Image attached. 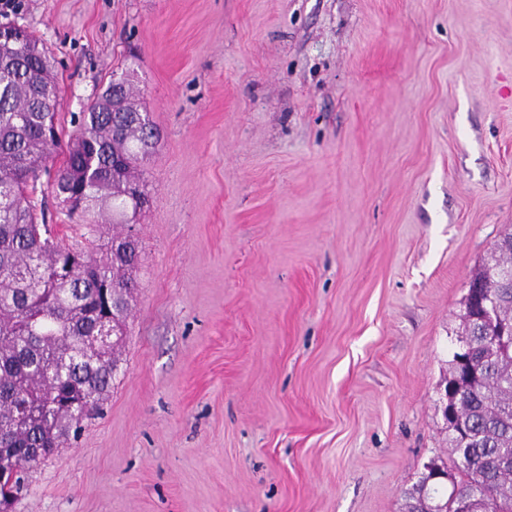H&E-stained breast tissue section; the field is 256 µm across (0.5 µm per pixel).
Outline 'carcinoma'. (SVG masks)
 I'll return each instance as SVG.
<instances>
[{
	"instance_id": "cac0c4a2",
	"label": "carcinoma",
	"mask_w": 512,
	"mask_h": 512,
	"mask_svg": "<svg viewBox=\"0 0 512 512\" xmlns=\"http://www.w3.org/2000/svg\"><path fill=\"white\" fill-rule=\"evenodd\" d=\"M0 448L33 449L17 463L26 473L66 447L112 389L118 349L138 287L139 246L130 233L128 185H149L144 167L161 135L150 113L137 108L131 81L103 95L125 101L130 112H100L91 102L71 115L69 135L57 122L52 70L26 53L0 63ZM64 156L59 187L79 194L84 212L67 214L86 223L91 213L119 224L95 251L62 243L47 223L35 194L48 163ZM499 258L475 275L490 298L489 326H512V288L490 274L512 268V232L497 241ZM460 338L481 348L480 379L468 386L457 408L470 422V440L453 447L452 483L480 497L484 512H512V352L482 349V331L461 314ZM116 327L115 343L103 348L93 336Z\"/></svg>"
}]
</instances>
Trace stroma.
<instances>
[{
	"label": "stroma",
	"instance_id": "stroma-1",
	"mask_svg": "<svg viewBox=\"0 0 512 512\" xmlns=\"http://www.w3.org/2000/svg\"><path fill=\"white\" fill-rule=\"evenodd\" d=\"M61 121L162 133L119 370L14 512H405L512 228V0H20Z\"/></svg>",
	"mask_w": 512,
	"mask_h": 512
}]
</instances>
